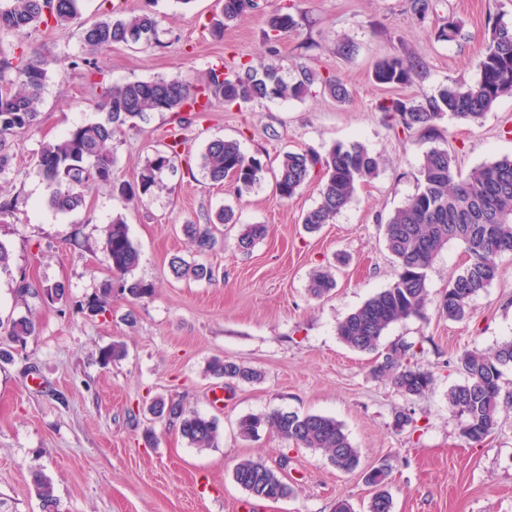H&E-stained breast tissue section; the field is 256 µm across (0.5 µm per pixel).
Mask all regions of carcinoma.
Segmentation results:
<instances>
[{
    "mask_svg": "<svg viewBox=\"0 0 512 512\" xmlns=\"http://www.w3.org/2000/svg\"><path fill=\"white\" fill-rule=\"evenodd\" d=\"M84 0H7L0 4V30L24 32L28 29L77 26L89 49L109 48L114 44H146L157 39L158 22L154 15L142 13L123 16L113 0H102L101 16L86 23L82 20ZM257 0H224L223 20L216 23V34L223 33L227 22L248 11H258ZM283 4L269 16L267 41L271 52L297 25ZM416 57H387L374 70L380 85H407L420 73ZM47 77L45 61L24 54L0 56V177L11 169V155L5 136L29 129L37 115ZM337 103H345L351 93L335 75L315 79L312 71L301 69L287 80L282 66L276 63L253 65L249 61H230L208 68L199 83L191 86L178 77L151 81H127L101 87V108L108 113L104 122H94L70 130L64 137L44 142L36 152L38 174L49 190L48 202L57 210L73 211L85 202V190L92 183L112 184L115 163L112 142L125 124L135 125L152 112L178 115L177 127L169 131V150L156 152L147 159L133 182L118 186L120 195L130 203L144 204L164 185L161 175L174 171L178 149L184 145L182 130L214 103L242 105L271 98L299 99L311 93L314 83ZM512 93V25L496 21L479 61V77L469 84L452 83L436 95L415 103L392 98L380 104L386 121L404 133L416 131L432 142L439 138L437 121L450 113L460 119L477 121L491 110L498 98ZM202 167L209 179L221 183L230 177L238 190H248L260 182L263 164L246 156L234 140L211 141L202 154ZM322 173L320 201L303 219L305 228L316 231L331 224L352 201L357 187L375 177L379 169L376 156L360 142L333 145L323 158L299 152H286L276 175V189L283 199L292 198L315 170ZM233 213L221 210L216 219L205 224H186L184 233L192 249L204 255L216 244L214 225L230 224ZM385 246L395 263L392 284L369 298L337 325L339 339L361 353L378 350L388 327L411 316L424 314L429 303L427 271L435 259L458 241L464 246L468 263L455 277L437 305L439 315L460 321L469 311L473 296L483 291L499 274L495 258L512 253V158L504 157L471 170L464 179L457 177L455 156L446 147L434 146L424 155L419 171L418 188L403 206L397 208L382 225ZM267 234L264 224H247L237 238V247L249 252ZM90 252H102L110 264L113 277L105 280L98 294L80 306L90 316L107 311V299L120 291L133 300L149 297L154 288L141 280H130L140 255L129 236L127 224L120 216L112 218L102 239L88 245ZM170 269L177 279L212 280L214 271L203 262L190 264L180 256L170 259ZM336 286L331 271L315 273L309 292L320 297ZM33 329L27 317L9 323L7 336L23 345ZM412 345L392 346L377 363L372 374L387 378L406 396H418L428 390L433 376L406 360ZM125 345L114 341L100 352L102 363L123 359ZM465 381L448 390V410L457 417L462 435L480 443L499 427L498 407L502 395L505 369L512 368V339L494 351L477 347L459 357ZM212 374L229 380L254 382L261 374L250 367L224 359L208 365ZM155 417L176 423L182 437L198 451L217 445L219 427L216 419L186 410L179 402L159 397L150 405ZM264 429L275 431L295 444L322 451L336 469L351 473L360 464L341 423L319 414L274 411L251 414L238 422V434L255 438ZM387 471L377 467L364 475L374 487L367 512H392L393 501L385 490ZM233 480L248 494L261 500H279L291 494L290 486L260 459L245 458L233 470ZM31 482L43 512H55L56 499L51 482L35 469Z\"/></svg>",
    "mask_w": 512,
    "mask_h": 512,
    "instance_id": "1",
    "label": "carcinoma"
}]
</instances>
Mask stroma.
I'll use <instances>...</instances> for the list:
<instances>
[{"label":"stroma","mask_w":512,"mask_h":512,"mask_svg":"<svg viewBox=\"0 0 512 512\" xmlns=\"http://www.w3.org/2000/svg\"><path fill=\"white\" fill-rule=\"evenodd\" d=\"M290 2L298 26L279 45L284 69L304 66L340 77L353 94L340 105L329 98L266 99L244 106L214 104L187 129L186 158L165 174L167 189L142 205L123 203L106 184L85 193L83 207L61 213L35 168L41 142L103 119L100 88L116 82L178 77L195 80L208 67L234 57L269 63L267 18ZM216 36L219 0H126L130 13H152L158 41L116 44L91 54L76 28L0 32V54L26 51L47 62L40 112L32 127L12 138L13 170L0 178V243L12 255L0 272V321L33 316L35 331L24 346L0 328V512H43L30 485L40 469L51 481L58 512H336L349 500L365 512L371 489L363 470L386 466L393 512H512V369L502 391L501 426L484 442L468 443L448 411L447 394L463 383L457 364L466 349L494 350L512 338V254L502 255L500 275L475 295L461 321L441 318L434 306L467 264L460 244L445 248L428 271L432 301L424 316L392 325L379 349L415 346L412 358L434 383L406 396L374 378L375 354L348 349L336 326L393 281L394 263L381 223L417 191L429 141L388 127L378 110L389 98L417 102L451 83L478 75L490 39L489 17L512 22V0H437L434 13L417 23L412 0H261ZM455 22L454 40L436 32ZM351 43V56L338 54ZM417 57L421 74L405 86L373 78L384 58ZM171 113H154L124 127L114 142L115 181H130L154 152L167 150ZM442 141L456 151V168H473L512 155V95L500 97L479 122L451 115L438 122ZM238 140L246 156L264 166L261 181L238 192L233 180L213 184L201 154L214 139ZM358 141L379 160L377 176L363 183L335 223L315 233L302 220L319 200L311 180L293 198L275 188L284 152L325 155L335 144ZM229 208L235 221L218 225L217 245L205 257L214 281L174 278L172 255L196 261L180 227L202 223ZM123 215L140 252L133 278L154 288L133 301L113 294L105 315L81 313L111 278L103 253L87 246ZM268 232L250 253L237 248L244 225ZM335 265L336 286L310 295V277ZM33 292L18 297L20 278ZM65 284L68 302L50 301L45 288ZM121 341L123 359L108 365L100 351ZM249 366L260 382L215 377L212 358ZM223 402H215L216 392ZM159 396L216 418L215 448H192L176 424L148 410ZM277 410L335 418L360 451L361 469L338 471L321 451L301 448L264 431L242 439L238 420ZM410 418L396 426L397 415ZM259 458L293 487L277 501L251 497L233 480L235 465Z\"/></svg>","instance_id":"stroma-1"}]
</instances>
